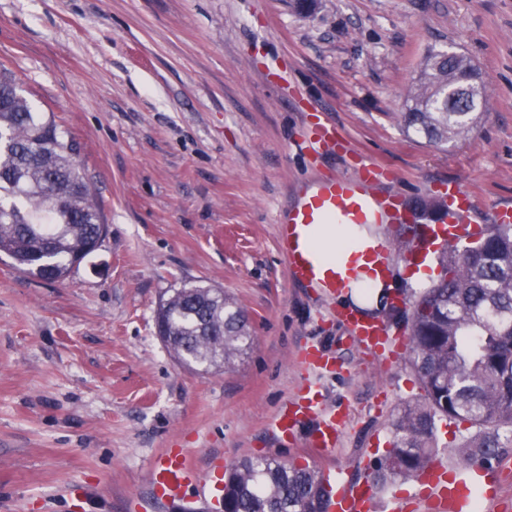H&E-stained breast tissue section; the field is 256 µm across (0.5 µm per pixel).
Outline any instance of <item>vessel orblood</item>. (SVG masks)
Instances as JSON below:
<instances>
[{
	"label": "vessel or blood",
	"instance_id": "vessel-or-blood-1",
	"mask_svg": "<svg viewBox=\"0 0 512 512\" xmlns=\"http://www.w3.org/2000/svg\"><path fill=\"white\" fill-rule=\"evenodd\" d=\"M305 143L314 153L338 146L333 130L320 122L312 128ZM380 174V167L369 163L361 165L354 177L336 176L308 183L280 211L277 241L294 282L319 289L333 300L355 274L353 267L319 261L306 238L308 229L320 224L416 223V216L404 208L396 195L378 189ZM448 200L447 212L440 215L437 223L426 225L422 239L414 244L415 249L429 254L444 244H457L472 236L473 230L467 224V195L459 184H449ZM389 251L388 241L374 240L365 244L359 256L368 272L384 275L389 270ZM336 318L359 346L381 360H398L406 351V339L394 338L389 325L382 320L365 317L346 307L337 309ZM296 363L315 373L316 378L287 397L271 417L269 429L276 437L290 439L304 420L316 419L317 425L307 446L313 456L319 457L336 447L342 426L341 415L323 405L322 392L316 382L318 376L332 369L333 363L325 350L315 344L304 348ZM222 468V462H215L210 476L206 477L196 467L189 449H165L151 469L152 496L155 501L166 503L183 499L194 491L219 510L224 504ZM322 475L327 491V512H371L377 497L371 482L364 481L351 488L339 471L326 469ZM420 477L429 485L428 512H466L467 501L449 491L447 473L441 464H428Z\"/></svg>",
	"mask_w": 512,
	"mask_h": 512
}]
</instances>
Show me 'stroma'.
Wrapping results in <instances>:
<instances>
[{"instance_id": "1", "label": "stroma", "mask_w": 512, "mask_h": 512, "mask_svg": "<svg viewBox=\"0 0 512 512\" xmlns=\"http://www.w3.org/2000/svg\"><path fill=\"white\" fill-rule=\"evenodd\" d=\"M467 54L489 104L437 147L399 123L429 51ZM0 62L35 111L73 139L108 232L62 281L0 255V512H137L167 448L319 467L306 431L267 419L303 380L296 351L336 359L323 382L348 423L329 467L356 483L387 454L391 421L421 389L407 359L352 342L335 306L292 282L275 220L294 190L382 166L408 202L461 184L477 213L512 203V0H0ZM324 121L347 152L305 153ZM394 250L398 311L436 281ZM202 280L246 310L255 344L234 371L181 365L156 334L159 305ZM85 484L81 502L64 498Z\"/></svg>"}]
</instances>
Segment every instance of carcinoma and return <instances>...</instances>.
<instances>
[{"mask_svg": "<svg viewBox=\"0 0 512 512\" xmlns=\"http://www.w3.org/2000/svg\"><path fill=\"white\" fill-rule=\"evenodd\" d=\"M481 70L464 53H428L401 113L403 125L436 145L468 134L481 117L474 84ZM55 122L33 111L11 70L0 64V252L36 278L55 281L101 240L105 220ZM442 275L402 315L409 363L422 390L391 423L392 441L378 481L408 478L436 451L440 419L467 421L477 433L455 449L460 461L489 460L512 434V224H490L475 246L438 256ZM165 346L186 365L234 369L253 345L238 302L188 283L160 304ZM317 470L247 458L224 481V512H326Z\"/></svg>", "mask_w": 512, "mask_h": 512, "instance_id": "1", "label": "carcinoma"}]
</instances>
